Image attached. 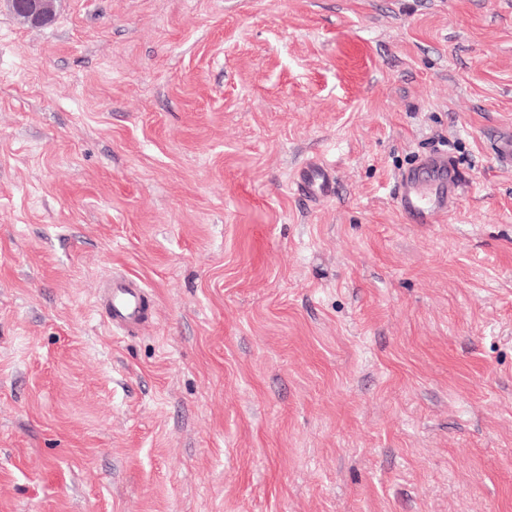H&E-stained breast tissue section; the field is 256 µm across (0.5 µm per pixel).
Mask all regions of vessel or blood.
I'll use <instances>...</instances> for the list:
<instances>
[{
    "instance_id": "1",
    "label": "vessel or blood",
    "mask_w": 512,
    "mask_h": 512,
    "mask_svg": "<svg viewBox=\"0 0 512 512\" xmlns=\"http://www.w3.org/2000/svg\"><path fill=\"white\" fill-rule=\"evenodd\" d=\"M298 181L312 197L330 189L326 172L317 166L300 174ZM462 176L442 156H432L398 177L394 203L410 224H436L450 213L463 185ZM99 306L112 330L131 333L151 315L152 307L144 286L130 277L109 279Z\"/></svg>"
}]
</instances>
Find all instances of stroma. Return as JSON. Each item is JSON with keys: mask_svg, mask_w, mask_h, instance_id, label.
Instances as JSON below:
<instances>
[{"mask_svg": "<svg viewBox=\"0 0 512 512\" xmlns=\"http://www.w3.org/2000/svg\"><path fill=\"white\" fill-rule=\"evenodd\" d=\"M509 136L512 0L0 6V512H512ZM12 12L24 23L42 26L51 22L57 0H7ZM462 176L442 156H432L398 177L394 203L408 224H437L455 203ZM319 166L324 167L323 165ZM320 167L313 166L303 171L302 174H299L297 181L299 185L303 184L314 198H320L331 188L328 175ZM99 306L113 331L132 333L151 316L147 290L130 277H113L102 289Z\"/></svg>", "mask_w": 512, "mask_h": 512, "instance_id": "1", "label": "stroma"}]
</instances>
